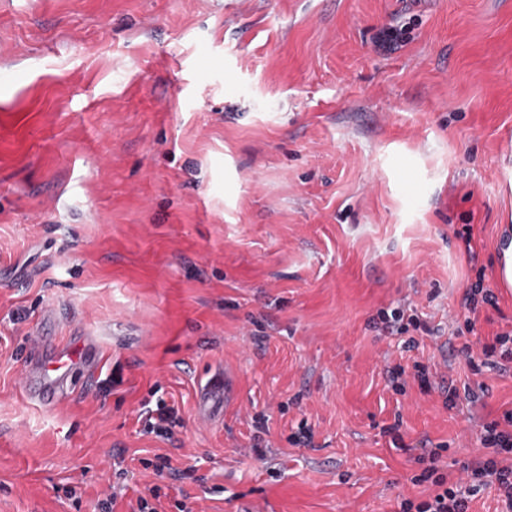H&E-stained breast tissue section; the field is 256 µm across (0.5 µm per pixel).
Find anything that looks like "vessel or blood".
Returning a JSON list of instances; mask_svg holds the SVG:
<instances>
[{
	"mask_svg": "<svg viewBox=\"0 0 512 512\" xmlns=\"http://www.w3.org/2000/svg\"><path fill=\"white\" fill-rule=\"evenodd\" d=\"M100 360L97 343L88 336H76L68 342L42 354L30 369V400L44 406L58 403L67 384L79 372L95 368ZM229 399V379L223 373L212 375L198 393L200 416H207L220 409Z\"/></svg>",
	"mask_w": 512,
	"mask_h": 512,
	"instance_id": "1",
	"label": "vessel or blood"
}]
</instances>
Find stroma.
Returning a JSON list of instances; mask_svg holds the SVG:
<instances>
[{
	"label": "stroma",
	"mask_w": 512,
	"mask_h": 512,
	"mask_svg": "<svg viewBox=\"0 0 512 512\" xmlns=\"http://www.w3.org/2000/svg\"><path fill=\"white\" fill-rule=\"evenodd\" d=\"M1 70L0 512H400L424 446L461 478L512 409L459 352L512 329V0H0ZM400 305L426 331L373 328ZM36 330L102 347L51 407ZM479 295L481 296V301L483 303L491 306L497 304L495 294L490 290V288H484L482 280L479 279V282L475 284L474 287L465 291L461 300V306L469 313L475 314L479 303ZM229 400V378L220 371L215 372L198 392L199 416L210 420L207 414L220 409ZM144 413L148 419L150 433H156L160 437L170 435L169 425L178 420V409L174 405H168L163 398L157 400L155 409H148Z\"/></svg>",
	"instance_id": "35a3bbf8"
}]
</instances>
